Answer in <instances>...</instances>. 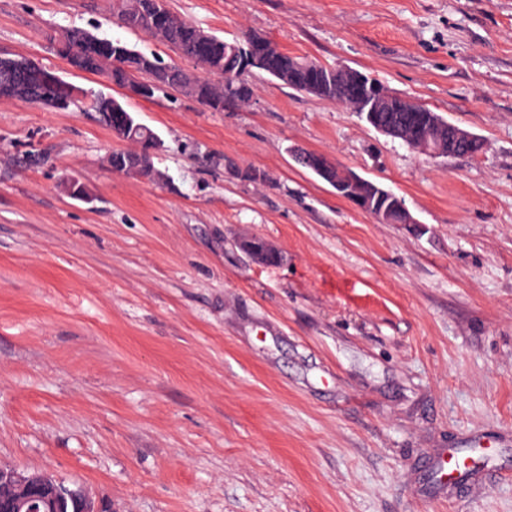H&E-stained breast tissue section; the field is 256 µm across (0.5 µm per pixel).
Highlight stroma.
<instances>
[{"label":"stroma","mask_w":512,"mask_h":512,"mask_svg":"<svg viewBox=\"0 0 512 512\" xmlns=\"http://www.w3.org/2000/svg\"><path fill=\"white\" fill-rule=\"evenodd\" d=\"M167 3L378 79L485 148L421 155L259 72L244 107L132 100L55 38L194 63L112 0H0V51L123 101L163 143L159 181L120 175L122 143L85 105L0 97V463L112 512H512V0ZM298 148L402 197L414 223H377ZM247 236L281 262L256 263ZM479 440L473 474L441 485L439 458Z\"/></svg>","instance_id":"35a3bbf8"}]
</instances>
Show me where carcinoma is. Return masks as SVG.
Returning a JSON list of instances; mask_svg holds the SVG:
<instances>
[{
    "instance_id": "1",
    "label": "carcinoma",
    "mask_w": 512,
    "mask_h": 512,
    "mask_svg": "<svg viewBox=\"0 0 512 512\" xmlns=\"http://www.w3.org/2000/svg\"><path fill=\"white\" fill-rule=\"evenodd\" d=\"M112 10L120 22L132 31H140L154 36L156 16L151 14L148 0H113ZM160 29L164 39L160 43L173 47L182 56L198 63L203 73L188 76L174 65H166L155 54L136 50L120 41L90 35L82 29L66 32L67 41L57 48V52L70 61L75 56L86 59L83 70L90 73L107 74L112 84L125 86L130 79H141L151 85V93L146 100L169 90L191 98L211 112H222L227 106L245 104L250 101L253 88L248 80L245 50L248 40H253L256 50L266 53V63L260 71L280 83L305 92L310 83L319 86L314 96L349 108L353 107L345 85L336 79L334 73L324 66L320 72L311 74L309 67L315 61L281 50L271 39L259 34H247L232 41L211 35L208 42L198 37L200 28L176 17L170 9H165ZM14 75L0 69V93L14 97L31 105L49 106L65 111L76 100L78 88L56 74L33 65L25 76L26 89L15 91L5 89V83ZM92 109L98 114L108 110L121 112L125 118L137 122L136 117L122 103L112 101V107L104 105L102 95L92 101ZM139 157L137 150H117L109 156L112 169L124 165L129 167Z\"/></svg>"
}]
</instances>
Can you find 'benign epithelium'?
<instances>
[{"label":"benign epithelium","mask_w":512,"mask_h":512,"mask_svg":"<svg viewBox=\"0 0 512 512\" xmlns=\"http://www.w3.org/2000/svg\"><path fill=\"white\" fill-rule=\"evenodd\" d=\"M345 76V85L363 109L361 115L378 132L392 138L405 139L425 156L450 157L477 154L485 143L477 134L448 122L439 116L423 120L424 133L416 138L408 136L409 128L417 124L425 105H392L383 93L369 90V76L346 66L338 67ZM295 159L306 165L336 193L370 214L380 224H415L405 202L384 205L385 194H373L369 182L343 167L335 158L324 153L299 151ZM242 249L259 264H270L278 250L266 244V250L256 251L249 240L241 242ZM72 507L73 512H112L94 501L81 485L67 484L44 472L27 473L17 467L0 465V512H58V508Z\"/></svg>","instance_id":"1"}]
</instances>
